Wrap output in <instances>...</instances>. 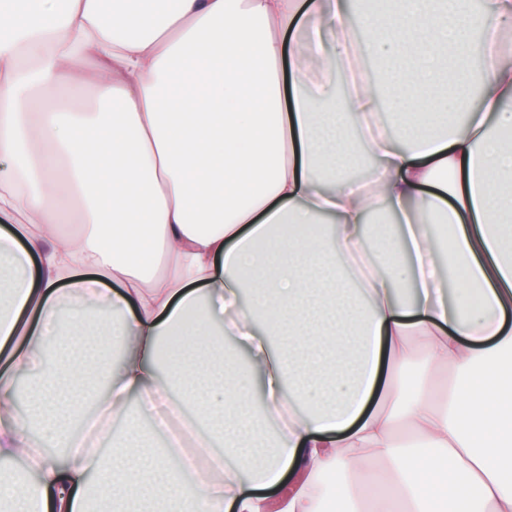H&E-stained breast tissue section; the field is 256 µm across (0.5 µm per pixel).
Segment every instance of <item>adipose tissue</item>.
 <instances>
[{"mask_svg": "<svg viewBox=\"0 0 512 512\" xmlns=\"http://www.w3.org/2000/svg\"><path fill=\"white\" fill-rule=\"evenodd\" d=\"M351 25L347 0H0V512H261L291 471L280 512H323L327 476L343 512H433L440 472L451 512H512V0L365 13L387 95L316 105L307 48L349 61ZM168 404L216 467L141 426ZM101 409L122 434L86 447Z\"/></svg>", "mask_w": 512, "mask_h": 512, "instance_id": "ef3b65f1", "label": "adipose tissue"}]
</instances>
